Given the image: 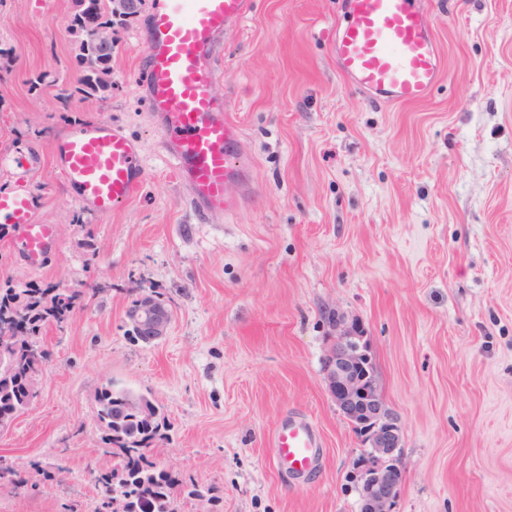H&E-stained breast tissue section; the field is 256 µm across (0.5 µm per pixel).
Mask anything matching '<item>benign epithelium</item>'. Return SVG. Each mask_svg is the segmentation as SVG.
I'll return each mask as SVG.
<instances>
[{
	"instance_id": "1",
	"label": "benign epithelium",
	"mask_w": 512,
	"mask_h": 512,
	"mask_svg": "<svg viewBox=\"0 0 512 512\" xmlns=\"http://www.w3.org/2000/svg\"><path fill=\"white\" fill-rule=\"evenodd\" d=\"M132 327L150 342L166 336L172 312L154 295L142 291L126 313ZM333 332L325 365V379L336 406L363 438V458L352 471L360 495V512H393L403 479L402 427L378 382L370 339L342 314L328 318ZM28 339L21 324L3 327L11 348Z\"/></svg>"
}]
</instances>
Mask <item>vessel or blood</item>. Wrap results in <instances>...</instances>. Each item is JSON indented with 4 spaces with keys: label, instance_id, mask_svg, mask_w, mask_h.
I'll use <instances>...</instances> for the list:
<instances>
[{
    "label": "vessel or blood",
    "instance_id": "1",
    "mask_svg": "<svg viewBox=\"0 0 512 512\" xmlns=\"http://www.w3.org/2000/svg\"><path fill=\"white\" fill-rule=\"evenodd\" d=\"M417 0H345L346 22L336 26L341 75L356 89L394 104L425 100L441 80L433 28ZM253 0H148L150 36L137 80L160 119L166 151L205 213H237L258 192L251 162L238 155V126L227 105L211 93L216 53L225 29L252 11ZM56 169L79 204L106 216L140 190L144 169L137 144L107 121L67 128L53 148ZM38 160L22 152H1L0 168L14 187L0 193V223L11 226L27 261L41 266L55 244L52 225L34 215L41 199L27 184ZM275 460L293 475L310 474L318 460L314 426L292 418L273 440Z\"/></svg>",
    "mask_w": 512,
    "mask_h": 512
}]
</instances>
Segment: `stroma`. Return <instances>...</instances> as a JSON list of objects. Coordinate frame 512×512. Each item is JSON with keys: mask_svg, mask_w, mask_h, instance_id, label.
<instances>
[{"mask_svg": "<svg viewBox=\"0 0 512 512\" xmlns=\"http://www.w3.org/2000/svg\"><path fill=\"white\" fill-rule=\"evenodd\" d=\"M112 23L106 87L83 78L77 0H0V151L40 158L42 268L0 235V288L81 292L43 333L49 362L0 455L35 486L0 512H94L115 460L96 421L105 381L151 398L168 427L149 456L174 474V512H360L361 439L324 380L327 317L370 336L404 428L394 512H512V0H418L445 77L390 105L336 66L342 0H255L224 33L211 92L226 100L260 192L234 216L198 214L136 81L148 0ZM105 120L141 149V191L111 215L60 186L53 146ZM160 295L166 336L131 340L130 289ZM316 427L295 477L272 439ZM208 488L205 498L192 487ZM275 460L293 475L310 474L318 460V437L314 426L304 418L288 419L274 435Z\"/></svg>", "mask_w": 512, "mask_h": 512, "instance_id": "1", "label": "stroma"}]
</instances>
